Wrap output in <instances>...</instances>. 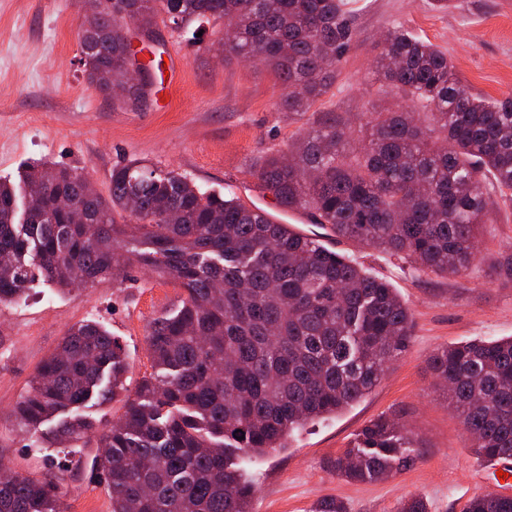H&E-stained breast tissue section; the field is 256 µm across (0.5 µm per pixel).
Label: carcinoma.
I'll list each match as a JSON object with an SVG mask.
<instances>
[{"label": "carcinoma", "instance_id": "cac0c4a2", "mask_svg": "<svg viewBox=\"0 0 512 512\" xmlns=\"http://www.w3.org/2000/svg\"><path fill=\"white\" fill-rule=\"evenodd\" d=\"M126 18L176 29L225 21V52L281 76L278 108L311 118L287 150L254 165L280 210H303L336 239L424 274L471 275L495 196L512 191V96L472 95L445 52L396 27L381 43L377 73L401 103L352 119L314 112L335 65L358 44L346 0H106L80 32L83 72L99 90L126 86L138 100L148 90L129 84ZM23 179L42 195L21 216L14 184L0 180V304L24 301L36 274L70 292L116 282L135 264L184 295L176 313L150 324L153 372L134 391L123 346L86 320L68 329L13 409L40 448H96L91 467L111 512H251L244 456L284 448L295 431L358 402L411 341V313L388 281L319 235L175 170L133 159L112 169L108 195L88 199L76 168H30ZM59 195L78 199L85 223H67L55 210ZM169 212L180 222L165 223ZM487 275L512 279V253ZM430 362L477 459H511L512 336L456 343ZM121 394L115 422L96 429L84 420L89 402ZM414 453L399 422L382 415L329 468L374 482L413 464ZM0 473V512H61L53 478ZM310 512L347 509L326 497ZM465 512H512V495L476 496Z\"/></svg>", "mask_w": 512, "mask_h": 512}]
</instances>
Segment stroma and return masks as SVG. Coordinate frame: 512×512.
Returning <instances> with one entry per match:
<instances>
[{"mask_svg": "<svg viewBox=\"0 0 512 512\" xmlns=\"http://www.w3.org/2000/svg\"><path fill=\"white\" fill-rule=\"evenodd\" d=\"M359 34L337 66L338 77L315 111L350 116L397 97L375 73L379 38L403 27L446 52L468 90L483 98L512 95V0H460L437 11L432 0H348ZM82 0H0V178L17 180L26 164L56 163L87 173L107 192L113 167L131 159L173 169L205 190L231 189L243 202L275 211L252 174L254 162L287 149L307 119L277 108L279 75L260 62L225 55L222 23L201 37L160 27L157 43L134 42L140 58H166L145 105L119 106L90 84L80 63ZM481 229V255L470 277L423 275L408 264L352 241L335 242L372 274L390 282L408 305L414 333L380 382L356 405L296 433L285 449L245 459L254 486L253 512H309L322 496L343 499L349 512H398L420 496L429 512H463L492 490L486 464L429 365L437 349L474 339L512 336V281L485 271L512 252V200L501 198ZM181 305L164 277L133 266L123 280L61 293L33 283L26 303L0 305V459L23 474L60 475L63 512H110L104 485L91 469L93 449L34 448L13 408L39 364L74 324L103 323L124 346L128 386L150 372L144 337L157 317ZM381 414L396 415L418 439L409 469L373 483H350L328 459Z\"/></svg>", "mask_w": 512, "mask_h": 512, "instance_id": "35a3bbf8", "label": "stroma"}]
</instances>
